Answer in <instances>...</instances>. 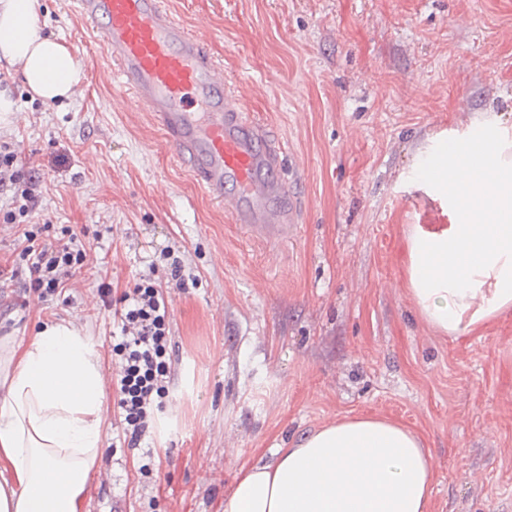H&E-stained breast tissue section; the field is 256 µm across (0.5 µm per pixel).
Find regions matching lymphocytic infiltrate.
Returning <instances> with one entry per match:
<instances>
[{
    "mask_svg": "<svg viewBox=\"0 0 512 512\" xmlns=\"http://www.w3.org/2000/svg\"><path fill=\"white\" fill-rule=\"evenodd\" d=\"M41 176L32 168L19 166L17 153L0 145V195L11 203L0 208V225L22 226L25 245L17 266L27 269L21 290H38L55 295L65 278L75 275L85 260L70 228H62L59 238H51L50 226L35 220L39 207ZM185 287L180 260H172L165 278H139L121 294L115 314L121 334L112 351L119 358L116 378V406L122 434L128 447H139L146 435L154 433L155 415L162 408L170 387L172 356L169 301L165 286Z\"/></svg>",
    "mask_w": 512,
    "mask_h": 512,
    "instance_id": "obj_1",
    "label": "lymphocytic infiltrate"
}]
</instances>
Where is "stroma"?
Segmentation results:
<instances>
[{"instance_id":"stroma-1","label":"stroma","mask_w":512,"mask_h":512,"mask_svg":"<svg viewBox=\"0 0 512 512\" xmlns=\"http://www.w3.org/2000/svg\"><path fill=\"white\" fill-rule=\"evenodd\" d=\"M207 40L240 106L272 128L301 198L287 240L247 237L177 159L151 113L107 84L109 60L72 0L42 32L84 77L46 104L0 62V142L39 169V222L86 251L61 296L0 289V337L46 322L88 330L105 381L85 512H224L235 476L274 445L373 414L418 433L430 512H512V311L452 339L407 293L412 225L441 224L417 149L496 115L512 123V0H168ZM183 265L170 291L173 383L157 433L121 445L113 296ZM149 475H141V466Z\"/></svg>"}]
</instances>
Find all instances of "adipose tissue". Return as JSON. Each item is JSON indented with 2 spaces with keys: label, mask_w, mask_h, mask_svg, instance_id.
<instances>
[{
  "label": "adipose tissue",
  "mask_w": 512,
  "mask_h": 512,
  "mask_svg": "<svg viewBox=\"0 0 512 512\" xmlns=\"http://www.w3.org/2000/svg\"><path fill=\"white\" fill-rule=\"evenodd\" d=\"M41 0H0V59L52 104L83 73L38 27ZM416 176L448 207L413 225L407 291L421 318L454 338L512 310V124L490 117L420 150ZM104 382L93 341L74 324H43L0 345V512H82L102 446ZM432 469L420 437L374 416L343 418L237 478L224 512H429Z\"/></svg>",
  "instance_id": "1"
}]
</instances>
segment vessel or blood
Instances as JSON below:
<instances>
[{"instance_id": "b4317fda", "label": "vessel or blood", "mask_w": 512, "mask_h": 512, "mask_svg": "<svg viewBox=\"0 0 512 512\" xmlns=\"http://www.w3.org/2000/svg\"><path fill=\"white\" fill-rule=\"evenodd\" d=\"M112 60L106 81L156 118L181 162L234 223L279 241L300 202L282 177L272 130L243 112L205 40L176 21L164 0H75Z\"/></svg>"}]
</instances>
